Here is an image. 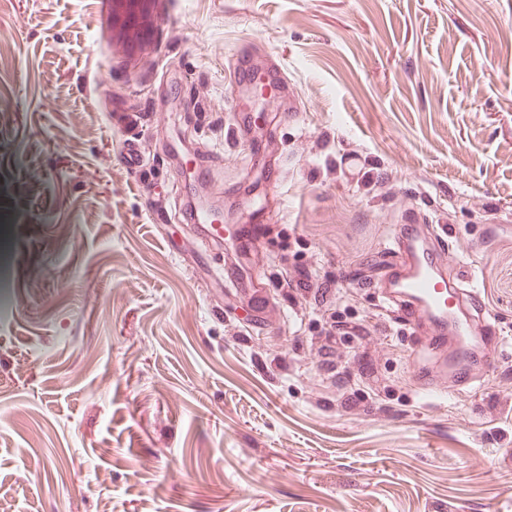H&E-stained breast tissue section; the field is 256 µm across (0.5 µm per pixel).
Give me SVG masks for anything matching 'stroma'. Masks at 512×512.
<instances>
[{"label": "stroma", "mask_w": 512, "mask_h": 512, "mask_svg": "<svg viewBox=\"0 0 512 512\" xmlns=\"http://www.w3.org/2000/svg\"><path fill=\"white\" fill-rule=\"evenodd\" d=\"M0 165V512H512V0H0ZM200 167L257 249L194 244ZM414 215L498 331L434 397L376 290ZM267 288L269 287L264 279L263 282L254 285L253 288H240L246 296L254 316L260 317L264 308L272 303Z\"/></svg>", "instance_id": "1"}]
</instances>
